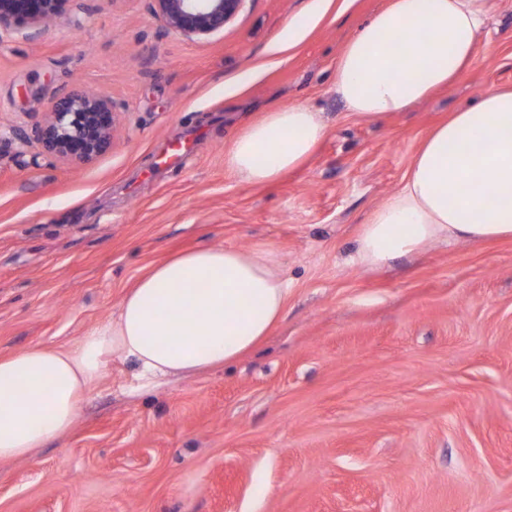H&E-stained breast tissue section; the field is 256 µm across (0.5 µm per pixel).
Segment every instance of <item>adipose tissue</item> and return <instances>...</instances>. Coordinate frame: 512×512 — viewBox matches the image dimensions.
<instances>
[{
	"mask_svg": "<svg viewBox=\"0 0 512 512\" xmlns=\"http://www.w3.org/2000/svg\"><path fill=\"white\" fill-rule=\"evenodd\" d=\"M484 17L480 0H389L347 40L336 95L370 120L429 98L470 64ZM326 133L320 112L283 106L236 133L224 167L243 183L274 184ZM510 239L512 88L491 89L427 134L402 189L363 224L356 257L374 269L439 240ZM287 301L288 282L268 251L203 247L163 260L75 344L0 357V460L69 433L107 357L133 362L147 384L192 377L255 348Z\"/></svg>",
	"mask_w": 512,
	"mask_h": 512,
	"instance_id": "adipose-tissue-1",
	"label": "adipose tissue"
}]
</instances>
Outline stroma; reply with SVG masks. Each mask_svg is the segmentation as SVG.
Masks as SVG:
<instances>
[{"instance_id": "stroma-1", "label": "stroma", "mask_w": 512, "mask_h": 512, "mask_svg": "<svg viewBox=\"0 0 512 512\" xmlns=\"http://www.w3.org/2000/svg\"><path fill=\"white\" fill-rule=\"evenodd\" d=\"M387 2L247 0L188 41L149 0H69L40 34L0 33V129L17 132L0 142V356L72 345L180 251L268 249L290 284L233 363L143 388L108 357L63 439L0 461V512H512V240L354 261L427 132L512 86V0H482L452 85L369 120L337 98L336 59ZM79 83L123 113L85 165L35 137ZM294 103L324 114L316 153L279 183L239 182L224 168L236 132ZM184 139L194 152L156 167Z\"/></svg>"}]
</instances>
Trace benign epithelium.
<instances>
[{"mask_svg": "<svg viewBox=\"0 0 512 512\" xmlns=\"http://www.w3.org/2000/svg\"><path fill=\"white\" fill-rule=\"evenodd\" d=\"M247 0H150L151 15L186 40L199 41L224 30ZM68 0H0V31L39 33L61 18ZM121 112L113 100L88 89L69 91L50 104L36 131L43 151L70 163H87L112 149Z\"/></svg>", "mask_w": 512, "mask_h": 512, "instance_id": "1", "label": "benign epithelium"}]
</instances>
